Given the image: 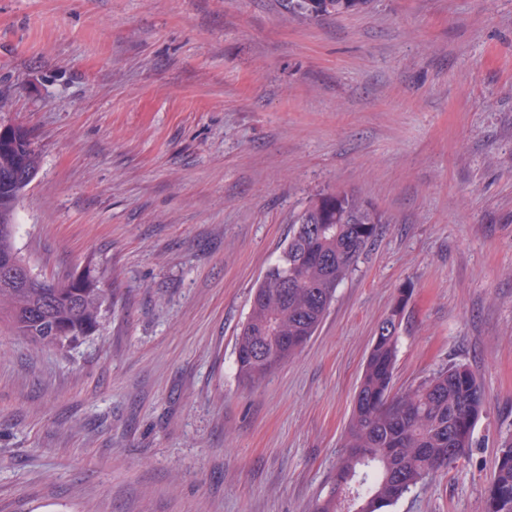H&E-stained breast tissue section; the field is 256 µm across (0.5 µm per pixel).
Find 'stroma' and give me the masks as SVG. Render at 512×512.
Here are the masks:
<instances>
[{"label":"stroma","instance_id":"obj_1","mask_svg":"<svg viewBox=\"0 0 512 512\" xmlns=\"http://www.w3.org/2000/svg\"><path fill=\"white\" fill-rule=\"evenodd\" d=\"M0 118L42 151L15 235L34 273L115 286L75 347L0 330V512H314L405 288L396 389L464 363L488 407L389 512H485L512 437V0H0ZM325 190L387 222L243 386L251 292ZM366 3L367 0H288V11L307 19H316L347 14Z\"/></svg>","mask_w":512,"mask_h":512}]
</instances>
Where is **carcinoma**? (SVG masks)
I'll use <instances>...</instances> for the list:
<instances>
[{"label": "carcinoma", "instance_id": "carcinoma-1", "mask_svg": "<svg viewBox=\"0 0 512 512\" xmlns=\"http://www.w3.org/2000/svg\"><path fill=\"white\" fill-rule=\"evenodd\" d=\"M367 0H288L292 14L343 15ZM41 154L27 131L0 134V329L30 343L63 348L93 335L112 289L85 269L47 282L14 244L17 207ZM387 223L371 202L322 191L294 221L288 242L265 269L236 341L238 378L256 385L294 358L318 331L337 288ZM405 292L382 320L356 388L344 452L314 512H388L434 474L467 458L488 402L476 375L451 364L404 392L394 391ZM486 512H512V438L498 448L485 490Z\"/></svg>", "mask_w": 512, "mask_h": 512}]
</instances>
